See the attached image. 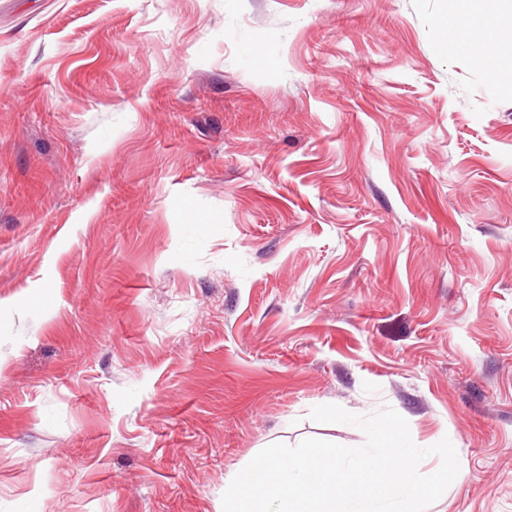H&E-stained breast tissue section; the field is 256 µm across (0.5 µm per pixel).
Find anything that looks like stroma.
<instances>
[{
    "instance_id": "obj_1",
    "label": "stroma",
    "mask_w": 512,
    "mask_h": 512,
    "mask_svg": "<svg viewBox=\"0 0 512 512\" xmlns=\"http://www.w3.org/2000/svg\"><path fill=\"white\" fill-rule=\"evenodd\" d=\"M500 55L466 0H0V512H223L364 443L325 404L512 512Z\"/></svg>"
}]
</instances>
